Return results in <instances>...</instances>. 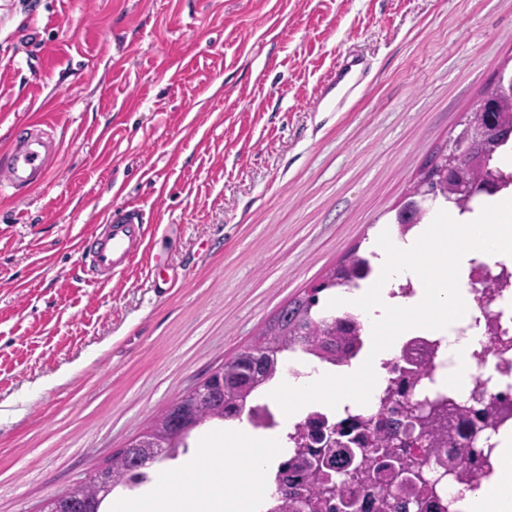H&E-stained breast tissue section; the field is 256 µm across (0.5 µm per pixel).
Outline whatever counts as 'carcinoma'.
Segmentation results:
<instances>
[{"instance_id": "1", "label": "carcinoma", "mask_w": 512, "mask_h": 512, "mask_svg": "<svg viewBox=\"0 0 512 512\" xmlns=\"http://www.w3.org/2000/svg\"><path fill=\"white\" fill-rule=\"evenodd\" d=\"M466 120L472 124L491 120L500 131L494 146L487 148L472 142L453 158L462 178L478 185L479 190L467 194L459 189V181L441 178L440 171L448 165V155L435 156L431 160L433 179L426 184L430 204H421L409 221L396 218L401 234L421 223L431 205L438 200L464 212L477 196H493L512 182V173L506 175L501 167L492 164L500 150L512 141V96L494 97L492 111L474 110ZM369 263L370 258L351 254L330 269L321 281L284 306L250 344L224 361L223 376H211L212 385L207 396L195 399L190 392H184L154 418L147 431L155 435L154 445L163 446L162 453L153 448L125 447L112 454L107 477L102 479L93 475L80 484V493L66 503L64 512H100L102 503L115 488H134L148 480L150 465L186 453L191 433L207 423L233 422L244 417L254 421L258 407L252 401L282 373L287 354L299 350L333 366L356 359L364 346L363 324L351 316L337 315L330 310L317 314L313 308L318 306L323 292L356 287V280L365 275ZM383 406L392 415L408 418L418 435L436 447L448 443L452 437V422L458 420L457 409L451 403L425 401L405 405L397 400L392 406L386 402ZM347 422L352 425V443L365 449L358 455L355 465L348 466V448L316 440L314 429L322 423V418L309 417L300 438L295 440L296 449L281 464L283 472L296 471L294 483L298 487L276 488L279 505L271 512H339L335 504L339 492L360 495L391 483L392 476H384L378 469L377 459L380 457L389 460L398 474L425 483L422 457L415 455L409 442L400 438L399 430L386 427L376 417L366 420L350 417ZM306 456H319L334 469L346 470L345 484L326 482L318 470H296L299 461ZM373 502V512H407V503L394 497H375Z\"/></svg>"}]
</instances>
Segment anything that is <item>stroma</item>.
<instances>
[{"mask_svg":"<svg viewBox=\"0 0 512 512\" xmlns=\"http://www.w3.org/2000/svg\"><path fill=\"white\" fill-rule=\"evenodd\" d=\"M369 70L345 100L336 65ZM512 0H0V148L48 114L45 182L0 196V512L83 483L395 214L500 70ZM139 210L105 285L82 238ZM224 425L165 461L203 495Z\"/></svg>","mask_w":512,"mask_h":512,"instance_id":"obj_1","label":"stroma"}]
</instances>
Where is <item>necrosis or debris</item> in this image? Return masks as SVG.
Returning a JSON list of instances; mask_svg holds the SVG:
<instances>
[{
	"label": "necrosis or debris",
	"instance_id": "4bbe7bcc",
	"mask_svg": "<svg viewBox=\"0 0 512 512\" xmlns=\"http://www.w3.org/2000/svg\"><path fill=\"white\" fill-rule=\"evenodd\" d=\"M467 282L477 283L471 291L468 326L459 327V335L468 330L479 331L484 341L479 350L470 355L472 371L463 392L450 394L446 384L451 360L448 344L441 337L428 333L415 343L413 356L427 361L426 374L409 386L412 399L440 398L453 395L459 412L469 418L479 434L474 442H461L460 449L474 457L473 465L447 468L443 462L452 456L449 448H441L428 457L426 478L435 484L436 512H465L464 493L479 488L494 472L493 452L500 430L512 426V417L492 426L484 421L485 412L494 398L512 400V263L492 258L472 259L466 273Z\"/></svg>",
	"mask_w": 512,
	"mask_h": 512
}]
</instances>
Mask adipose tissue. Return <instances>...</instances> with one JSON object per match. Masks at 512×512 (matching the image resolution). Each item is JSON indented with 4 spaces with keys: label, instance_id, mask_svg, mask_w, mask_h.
<instances>
[{
    "label": "adipose tissue",
    "instance_id": "obj_1",
    "mask_svg": "<svg viewBox=\"0 0 512 512\" xmlns=\"http://www.w3.org/2000/svg\"><path fill=\"white\" fill-rule=\"evenodd\" d=\"M224 439L231 444L251 442L253 451L249 465H241L235 455L218 452L206 454V467L215 481H242L246 489L235 496L207 493L202 505L207 512H252L269 486V450L276 442L271 438L253 437L250 429L243 426L226 431ZM498 440L494 474L480 489L467 493L466 512H512V432L501 433Z\"/></svg>",
    "mask_w": 512,
    "mask_h": 512
}]
</instances>
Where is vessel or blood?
<instances>
[{
    "label": "vessel or blood",
    "mask_w": 512,
    "mask_h": 512,
    "mask_svg": "<svg viewBox=\"0 0 512 512\" xmlns=\"http://www.w3.org/2000/svg\"><path fill=\"white\" fill-rule=\"evenodd\" d=\"M58 144L46 122L32 118L20 124L9 148L0 153V189L32 190L46 179L50 158ZM106 231L100 247L84 255L82 263L96 277L107 280L122 273L145 246L141 213L128 210L104 216Z\"/></svg>",
    "instance_id": "1"
}]
</instances>
